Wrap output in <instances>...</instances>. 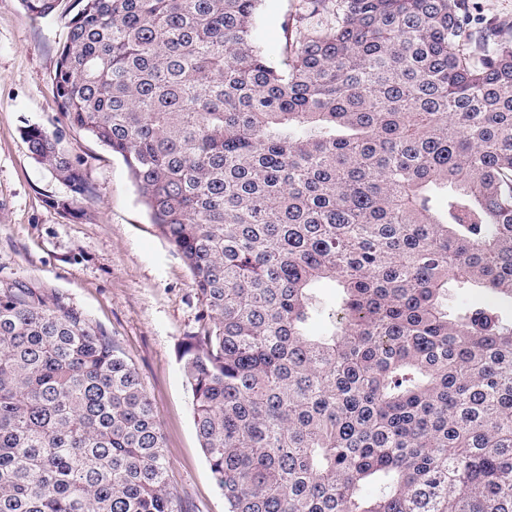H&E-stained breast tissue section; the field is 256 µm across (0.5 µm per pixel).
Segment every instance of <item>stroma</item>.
Here are the masks:
<instances>
[{"label":"stroma","mask_w":512,"mask_h":512,"mask_svg":"<svg viewBox=\"0 0 512 512\" xmlns=\"http://www.w3.org/2000/svg\"><path fill=\"white\" fill-rule=\"evenodd\" d=\"M302 0H265L264 45L284 47V15ZM74 0L44 18L21 0H0V280L19 282L83 312L134 366L160 423L166 480L182 512H224L197 437L192 396L179 359L201 326L192 275L150 224L128 169L70 126L55 91ZM35 125L78 168L82 191L31 154ZM69 208H61V201Z\"/></svg>","instance_id":"obj_1"}]
</instances>
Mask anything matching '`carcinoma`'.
Here are the masks:
<instances>
[{
  "label": "carcinoma",
  "mask_w": 512,
  "mask_h": 512,
  "mask_svg": "<svg viewBox=\"0 0 512 512\" xmlns=\"http://www.w3.org/2000/svg\"><path fill=\"white\" fill-rule=\"evenodd\" d=\"M75 2L59 107L192 274L181 360L226 512H512V314L448 305L512 304V30L469 0H304L285 28L333 23L275 59L264 0ZM165 471L112 341L0 282V512H181Z\"/></svg>",
  "instance_id": "obj_1"
}]
</instances>
